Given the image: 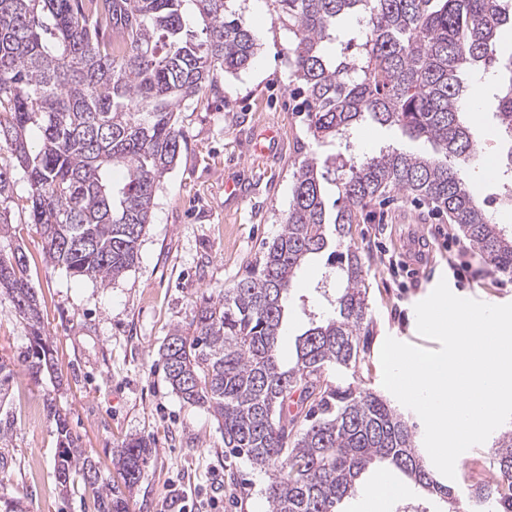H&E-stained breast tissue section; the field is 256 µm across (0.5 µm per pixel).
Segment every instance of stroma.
I'll return each mask as SVG.
<instances>
[{
	"label": "stroma",
	"instance_id": "obj_1",
	"mask_svg": "<svg viewBox=\"0 0 512 512\" xmlns=\"http://www.w3.org/2000/svg\"><path fill=\"white\" fill-rule=\"evenodd\" d=\"M258 42L255 61L225 76L218 93L200 95L178 116L182 150L154 198L136 264L110 284L76 280L50 266L42 238L29 220V186L15 170L11 246L21 248L37 289L41 326L55 349L57 382L34 383L17 370L10 391L16 424L0 450V485L25 494L27 512H98L97 498L82 486L60 494L54 459L55 424L45 402L67 414L72 435L117 477L122 444L145 438L151 452L140 479L128 492L129 512H268L266 475L231 457L210 412L183 402L171 389L160 349L170 331L185 324L196 300L220 296L255 262L265 242L281 230L291 201L295 162L343 155L357 159L394 145L407 153H432V146L376 123L358 126L348 143H315L301 113V95L288 78L292 35L277 19L275 0H231ZM482 85L471 132L477 153L469 185L489 199L493 221L512 227V181L495 170L512 153V141L494 119L493 70L474 73ZM277 139L267 154L250 145L266 129ZM247 189L243 201L228 200L224 182ZM366 272L370 358L363 374L327 371V380L383 392L380 350L386 337L427 349L436 341L416 328L415 305L439 281L457 296L489 304L512 303V276L488 273L458 225L445 214L409 198L368 205L352 227ZM327 257L312 258L288 299L282 357L310 314H327L338 283L326 277ZM28 344V331L7 295L0 294V357L13 360Z\"/></svg>",
	"mask_w": 512,
	"mask_h": 512
}]
</instances>
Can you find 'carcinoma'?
Returning a JSON list of instances; mask_svg holds the SVG:
<instances>
[{"label":"carcinoma","instance_id":"1","mask_svg":"<svg viewBox=\"0 0 512 512\" xmlns=\"http://www.w3.org/2000/svg\"><path fill=\"white\" fill-rule=\"evenodd\" d=\"M228 0H0V235L9 233L13 165L27 177L30 223L39 226L49 262L75 279L102 284L139 259L155 193L176 164L178 112L221 77L248 68L257 43ZM277 20L294 35L291 81L306 94V130L317 142L341 140L372 120L432 144L438 156L388 145L332 179L312 160L292 173V200L281 231L259 261L224 295H201L186 324L173 328L161 357L172 390L204 406L224 447L268 474L270 512H338L380 461L452 512H512V433L488 450L493 483L435 479L404 416L380 395L332 386L325 372L357 374L367 363L369 319L364 263L346 244L372 199L402 190L431 202L464 232L493 273L512 274V232L492 222L471 191L476 156L464 103L463 71L497 69V126L512 138V55L498 53L511 24L501 0H274ZM356 17L357 51H338L337 22ZM343 206L331 214L325 185ZM334 226L335 236L326 232ZM338 259L344 287L332 316L281 355L283 319L298 272L312 255ZM11 296L29 330L19 355L34 382L58 377L42 337L36 288L21 249L0 246V293ZM14 369L0 357V444L14 416L4 410ZM302 406L288 410L293 394ZM46 406L57 433L56 480L74 476L96 494L98 512H128L123 489L139 481L150 454L143 438L126 441L117 461L123 485L105 478L77 443L66 416ZM24 496L0 492V512H25Z\"/></svg>","mask_w":512,"mask_h":512}]
</instances>
